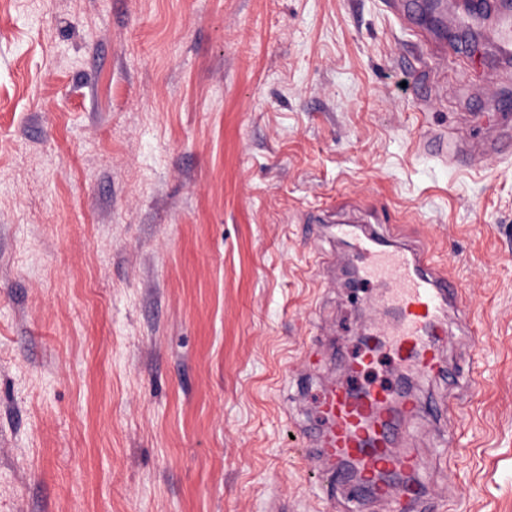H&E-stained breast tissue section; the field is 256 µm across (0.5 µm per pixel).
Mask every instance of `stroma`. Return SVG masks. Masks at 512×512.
Segmentation results:
<instances>
[{
  "label": "stroma",
  "instance_id": "35a3bbf8",
  "mask_svg": "<svg viewBox=\"0 0 512 512\" xmlns=\"http://www.w3.org/2000/svg\"><path fill=\"white\" fill-rule=\"evenodd\" d=\"M392 0H0V512H387L349 501L307 434L382 318L337 224L429 254L474 391L463 463L421 413L406 512H512V158L490 30Z\"/></svg>",
  "mask_w": 512,
  "mask_h": 512
}]
</instances>
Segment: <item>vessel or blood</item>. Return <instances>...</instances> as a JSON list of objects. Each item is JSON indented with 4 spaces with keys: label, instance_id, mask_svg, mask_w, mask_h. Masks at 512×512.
Here are the masks:
<instances>
[{
    "label": "vessel or blood",
    "instance_id": "b4317fda",
    "mask_svg": "<svg viewBox=\"0 0 512 512\" xmlns=\"http://www.w3.org/2000/svg\"><path fill=\"white\" fill-rule=\"evenodd\" d=\"M471 13L495 18L500 51L512 54V9L504 0H472ZM355 256L361 280L378 287L368 299L370 307L394 311L398 319L368 337L363 355L351 365L353 374H369L384 353L394 364L411 366L424 377L445 378L436 339L439 318L446 304L464 306L463 289L448 274L434 270L424 254L387 244L372 232L358 238ZM421 409L410 391L398 393L382 382L330 387L316 409L320 429L313 457L333 476L347 462H355L357 471L347 479L356 495L382 500L390 512H403L405 502L426 494L420 481L424 462L414 451H396L395 443L404 421Z\"/></svg>",
    "mask_w": 512,
    "mask_h": 512
}]
</instances>
